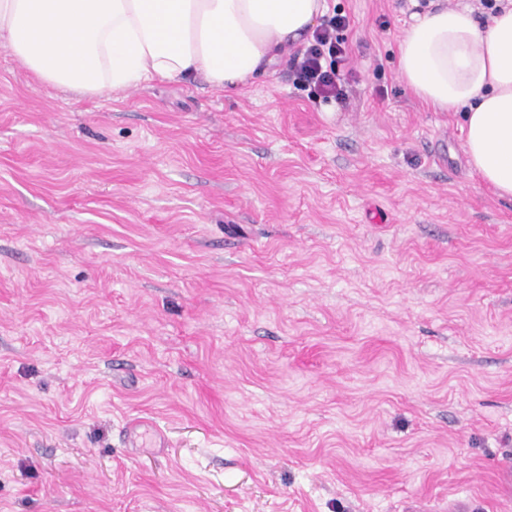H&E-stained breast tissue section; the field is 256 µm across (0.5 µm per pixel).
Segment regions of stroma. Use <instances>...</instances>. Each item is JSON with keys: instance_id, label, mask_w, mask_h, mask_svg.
<instances>
[{"instance_id": "35a3bbf8", "label": "stroma", "mask_w": 512, "mask_h": 512, "mask_svg": "<svg viewBox=\"0 0 512 512\" xmlns=\"http://www.w3.org/2000/svg\"><path fill=\"white\" fill-rule=\"evenodd\" d=\"M328 6L342 103L0 48V512H512V200L400 80L410 0Z\"/></svg>"}]
</instances>
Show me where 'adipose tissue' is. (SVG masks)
<instances>
[{"instance_id":"adipose-tissue-1","label":"adipose tissue","mask_w":512,"mask_h":512,"mask_svg":"<svg viewBox=\"0 0 512 512\" xmlns=\"http://www.w3.org/2000/svg\"><path fill=\"white\" fill-rule=\"evenodd\" d=\"M327 0H0V47L36 80L116 93L193 72L246 84L327 13ZM403 83L462 112L463 150L481 181L512 197V0L490 24L431 0L398 44Z\"/></svg>"}]
</instances>
